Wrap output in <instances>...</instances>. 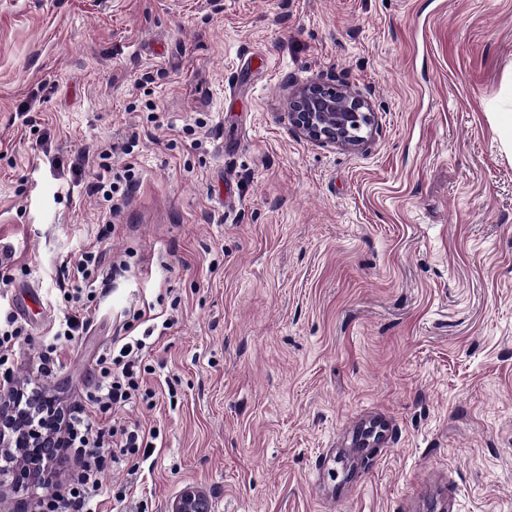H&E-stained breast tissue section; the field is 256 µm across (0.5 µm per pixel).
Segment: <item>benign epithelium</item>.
Returning <instances> with one entry per match:
<instances>
[{
  "instance_id": "benign-epithelium-1",
  "label": "benign epithelium",
  "mask_w": 512,
  "mask_h": 512,
  "mask_svg": "<svg viewBox=\"0 0 512 512\" xmlns=\"http://www.w3.org/2000/svg\"><path fill=\"white\" fill-rule=\"evenodd\" d=\"M287 115L289 126L306 139L351 150L369 141L375 125V112L367 99L334 74L291 86ZM15 390L13 382H0V458L12 461L10 466L0 465V512H36L28 497L39 481L40 468L29 465L28 459L42 449L52 461L64 448L53 434L42 433L43 423L34 424L18 411ZM10 495L19 498L21 507H4ZM167 512H211V503L204 491L189 486L169 503Z\"/></svg>"
}]
</instances>
